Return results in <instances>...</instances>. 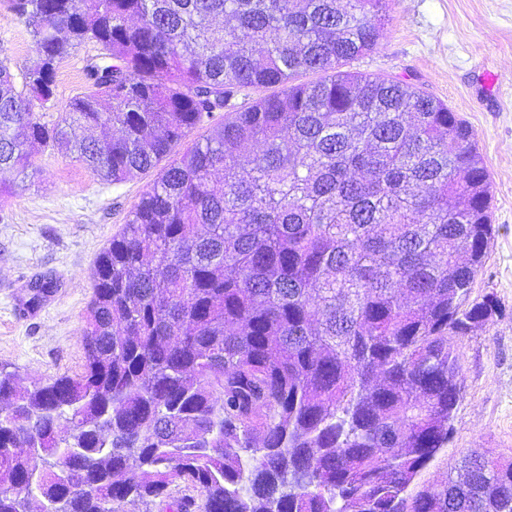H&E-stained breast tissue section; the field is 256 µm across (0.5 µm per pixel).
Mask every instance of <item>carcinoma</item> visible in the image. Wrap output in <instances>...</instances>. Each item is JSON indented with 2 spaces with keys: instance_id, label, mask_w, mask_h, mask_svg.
Returning a JSON list of instances; mask_svg holds the SVG:
<instances>
[{
  "instance_id": "carcinoma-1",
  "label": "carcinoma",
  "mask_w": 512,
  "mask_h": 512,
  "mask_svg": "<svg viewBox=\"0 0 512 512\" xmlns=\"http://www.w3.org/2000/svg\"><path fill=\"white\" fill-rule=\"evenodd\" d=\"M388 2L12 0L34 58L18 85L0 48V198L36 146L112 184L177 157L98 257L81 370L0 369V512L173 486L201 499L172 512H512V460L477 450L412 489L461 398L450 338L498 311L469 303L496 229L472 129L344 69ZM86 43L88 91L42 121Z\"/></svg>"
}]
</instances>
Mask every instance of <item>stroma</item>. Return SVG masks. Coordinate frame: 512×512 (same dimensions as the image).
Returning a JSON list of instances; mask_svg holds the SVG:
<instances>
[{
    "label": "stroma",
    "instance_id": "obj_1",
    "mask_svg": "<svg viewBox=\"0 0 512 512\" xmlns=\"http://www.w3.org/2000/svg\"><path fill=\"white\" fill-rule=\"evenodd\" d=\"M0 47L14 72L33 58L24 23L0 0ZM86 44L59 67L45 122L65 112L87 88L84 67L97 55ZM350 71L398 78L448 105L472 128L491 178L496 226L471 301L494 296L498 316L457 337L464 388L452 438L424 472L445 478L476 448L512 459V0H390L384 37ZM35 172L18 197L0 201V365L27 385L83 364L82 328L93 297L92 270L101 249L126 222L156 179L150 170L107 184L61 150L37 152ZM47 283L38 304L32 287Z\"/></svg>",
    "mask_w": 512,
    "mask_h": 512
}]
</instances>
